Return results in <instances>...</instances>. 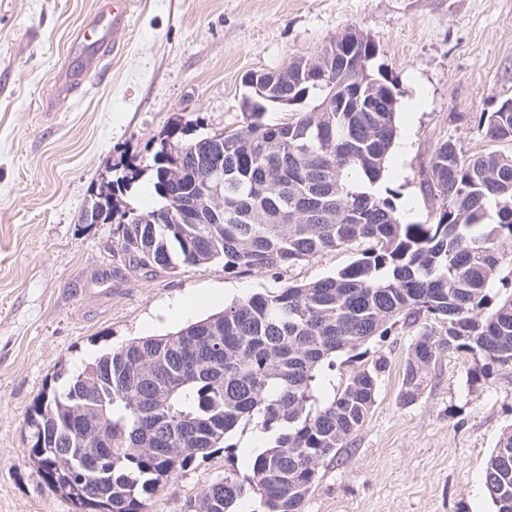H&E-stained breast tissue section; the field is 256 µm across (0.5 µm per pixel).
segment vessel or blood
Returning <instances> with one entry per match:
<instances>
[{
  "instance_id": "b4317fda",
  "label": "vessel or blood",
  "mask_w": 512,
  "mask_h": 512,
  "mask_svg": "<svg viewBox=\"0 0 512 512\" xmlns=\"http://www.w3.org/2000/svg\"><path fill=\"white\" fill-rule=\"evenodd\" d=\"M128 0H102L99 9L86 25L73 37L71 44L83 52L80 69L71 71L65 82L66 93H73L79 86L82 74L102 73L112 57L123 48L118 34L126 26Z\"/></svg>"
}]
</instances>
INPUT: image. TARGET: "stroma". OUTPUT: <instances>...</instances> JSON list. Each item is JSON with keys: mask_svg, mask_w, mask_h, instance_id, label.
I'll use <instances>...</instances> for the list:
<instances>
[{"mask_svg": "<svg viewBox=\"0 0 512 512\" xmlns=\"http://www.w3.org/2000/svg\"><path fill=\"white\" fill-rule=\"evenodd\" d=\"M100 0H0V512H76L29 458L25 418L56 376L129 340L175 332L247 295L314 281L350 264L338 250L277 270L229 277L219 263L133 269L113 234L125 212L155 201L150 165L177 128L244 126L245 74L276 72L353 28L378 48L376 67L401 99L385 185L397 213L424 222L416 177L437 142L476 152L479 116L512 99V0H129L122 55L69 100L53 78L75 68L71 40ZM136 172L114 198L111 223L82 220L101 185ZM419 332L398 324L338 354L327 377L343 386L385 356L374 407L349 447L319 470L303 512H494L484 472L512 427V366L473 376L476 356L444 354L423 394L399 401L402 367ZM176 471L150 512L185 504L223 478L250 474L243 449Z\"/></svg>", "mask_w": 512, "mask_h": 512, "instance_id": "35a3bbf8", "label": "stroma"}]
</instances>
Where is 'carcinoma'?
<instances>
[{
	"label": "carcinoma",
	"instance_id": "1",
	"mask_svg": "<svg viewBox=\"0 0 512 512\" xmlns=\"http://www.w3.org/2000/svg\"><path fill=\"white\" fill-rule=\"evenodd\" d=\"M358 52L369 74L398 96L396 80L374 70L376 45L369 40ZM299 60L280 70V93L312 102L311 109L265 123L263 111L279 104L257 98L245 126L163 142L154 154L161 204L140 212L148 217L193 206L204 188L184 178L168 198L163 176L207 174L213 140L222 143L224 185L206 199L201 223L134 224L129 217L113 234L136 268L221 262L225 274L242 276L342 249L358 258L333 276L255 292L175 333L134 338L44 392L27 416L29 457L80 512H149L150 497L173 472L221 447L233 460L236 448L225 437L246 425L268 436L251 476L242 480L229 465L187 512H244L252 495L264 512H301L320 465L364 425L388 362L376 357L330 396L321 394L326 371L336 354L401 320L422 324L403 369L404 404L422 394L431 366L448 351L512 365V283H502L495 298L488 294L504 265L512 267V151L468 155L450 139L437 143L417 172L428 219L404 223L396 193L379 186L397 134L387 93L375 109L319 112L327 101L351 104L356 82L338 74L323 88L300 86ZM480 122L488 141L512 142V104ZM125 188L122 180L100 191L91 209L105 211L102 223L112 219L114 191ZM107 365L112 380L94 383L86 401L74 399L79 379ZM86 405L102 409L101 426L112 436L100 497L70 478L58 456L91 441L96 428L71 431ZM484 480L496 512H512V429L500 437Z\"/></svg>",
	"mask_w": 512,
	"mask_h": 512
}]
</instances>
